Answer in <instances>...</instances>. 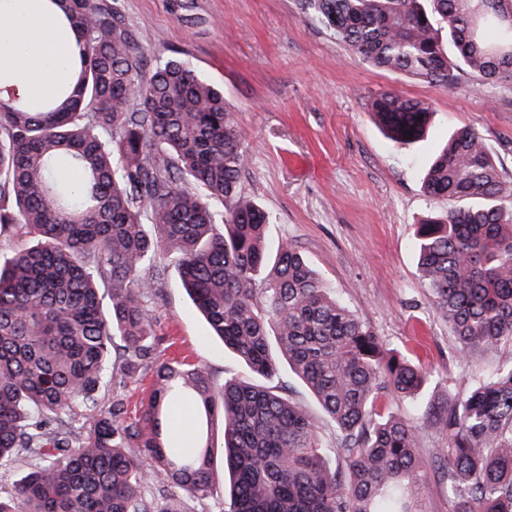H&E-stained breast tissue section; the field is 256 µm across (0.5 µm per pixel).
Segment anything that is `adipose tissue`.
<instances>
[{
	"mask_svg": "<svg viewBox=\"0 0 512 512\" xmlns=\"http://www.w3.org/2000/svg\"><path fill=\"white\" fill-rule=\"evenodd\" d=\"M74 37L48 0H0V101L55 95Z\"/></svg>",
	"mask_w": 512,
	"mask_h": 512,
	"instance_id": "adipose-tissue-1",
	"label": "adipose tissue"
}]
</instances>
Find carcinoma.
<instances>
[{"mask_svg":"<svg viewBox=\"0 0 512 512\" xmlns=\"http://www.w3.org/2000/svg\"><path fill=\"white\" fill-rule=\"evenodd\" d=\"M493 0H301L352 55L452 91L461 76L512 78V31ZM78 37L75 83L53 99L0 101V465L35 460L0 512H186L229 475L225 512H428L423 486L448 487L451 512H512V365L462 396L431 378L332 295L296 248L269 250L271 217L240 188L247 157L224 91L177 58L150 72L119 0H50ZM370 111L393 149L424 138L431 107L396 92ZM424 192L448 211L414 247L432 302L463 355L512 344V188L474 128L433 157ZM208 197L224 200L222 210ZM175 256L183 288L248 375L217 384L201 364H155L135 421L100 401L138 379L157 338L148 299ZM336 426L262 384L282 364ZM424 408L440 439L420 463L415 425L391 398ZM198 408L200 447L167 445L173 402ZM92 419L88 426L75 415ZM223 424L222 444L209 434ZM149 483L177 494L157 506Z\"/></svg>","mask_w":512,"mask_h":512,"instance_id":"carcinoma-1","label":"carcinoma"}]
</instances>
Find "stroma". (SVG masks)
Listing matches in <instances>:
<instances>
[{"label":"stroma","mask_w":512,"mask_h":512,"mask_svg":"<svg viewBox=\"0 0 512 512\" xmlns=\"http://www.w3.org/2000/svg\"><path fill=\"white\" fill-rule=\"evenodd\" d=\"M148 62L183 58L223 90L242 135L243 192L272 217L270 244L288 243L325 277L332 293L382 340L431 371L437 392L463 394L512 364L504 343L474 357L456 341L424 288L414 232L447 210L422 178L453 129L474 127L512 186V81L463 76L456 92L366 65L300 0H120ZM393 91L430 104L428 138L394 152L368 104ZM148 302L157 319L158 359L181 355L216 382L246 374L181 287L171 256Z\"/></svg>","instance_id":"obj_1"}]
</instances>
